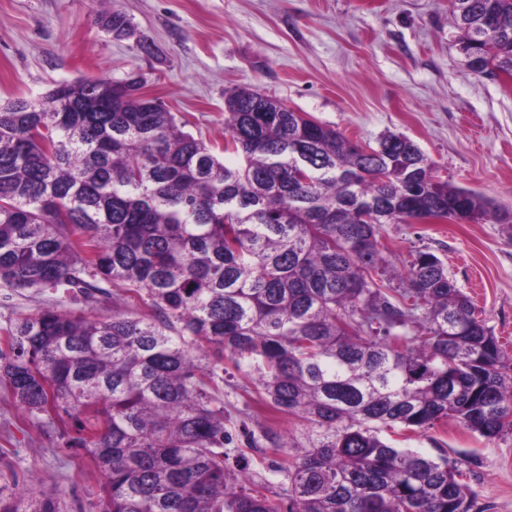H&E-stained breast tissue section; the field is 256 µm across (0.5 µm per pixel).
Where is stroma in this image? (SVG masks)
<instances>
[{
	"mask_svg": "<svg viewBox=\"0 0 512 512\" xmlns=\"http://www.w3.org/2000/svg\"><path fill=\"white\" fill-rule=\"evenodd\" d=\"M99 9L126 15L131 36L104 31ZM457 41L448 0H0V101L135 72L186 131L220 146L225 94L248 85L362 144L405 135L442 179L512 205V77L474 74ZM381 233L396 263L417 249L440 257L512 360L511 233L489 221ZM56 299L2 287L0 324ZM224 369L236 434H299L298 419H274L232 360ZM63 432L32 421L0 385V489L95 512L103 475ZM404 445L456 461L485 512H512L511 433L488 440L450 419Z\"/></svg>",
	"mask_w": 512,
	"mask_h": 512,
	"instance_id": "1",
	"label": "stroma"
}]
</instances>
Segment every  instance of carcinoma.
<instances>
[{
    "instance_id": "cac0c4a2",
    "label": "carcinoma",
    "mask_w": 512,
    "mask_h": 512,
    "mask_svg": "<svg viewBox=\"0 0 512 512\" xmlns=\"http://www.w3.org/2000/svg\"><path fill=\"white\" fill-rule=\"evenodd\" d=\"M450 15L473 73L512 76V0ZM97 21L129 32L119 13ZM282 108L235 88L219 152L127 77L0 104V286L60 295L0 327V384L35 421L73 423L105 475L97 512H484L455 462L383 433L512 432L502 344L435 254H413L397 288L376 277L383 225H511L512 205L441 179L405 135L362 145ZM110 287L106 318L66 306ZM226 355L302 421L301 441L250 433L282 463L251 469L233 447ZM0 512L59 507L0 494Z\"/></svg>"
}]
</instances>
